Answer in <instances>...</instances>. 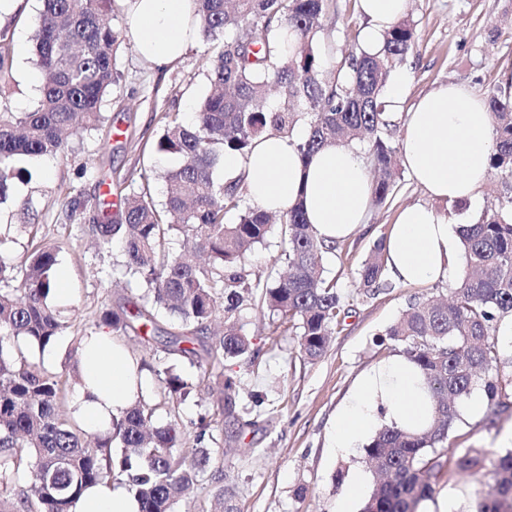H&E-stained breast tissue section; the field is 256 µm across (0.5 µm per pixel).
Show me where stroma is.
Here are the masks:
<instances>
[{
  "label": "stroma",
  "instance_id": "obj_1",
  "mask_svg": "<svg viewBox=\"0 0 512 512\" xmlns=\"http://www.w3.org/2000/svg\"><path fill=\"white\" fill-rule=\"evenodd\" d=\"M334 3L316 41L329 68L336 50L360 41L367 24L358 0ZM41 8L42 0H30L26 9L0 15V28H9L12 35L10 102L17 112L32 109L39 98L25 82L20 64L33 56L31 33ZM113 13L125 40L117 56L122 79L105 109L104 130L72 136L59 155L22 160L31 181H16L11 198L0 203L1 262L20 263L30 248L33 228L43 241L61 247L54 277L57 287L69 291L68 302L59 308L67 329L47 355L22 341L6 347L12 356L58 372L72 367L71 353L78 341L100 329L104 309L138 294L136 284L124 275L120 244L108 251L96 247L89 225L70 223L62 205L64 195L92 199L101 194L105 182L129 190L140 185L144 170L178 167L179 155L155 150L161 115L177 112L184 121H191L197 102L209 91L207 59L221 49L217 42H193L160 71L137 54L130 36L131 20L120 0H115ZM407 13L415 24L416 45L404 65L409 79L402 106L393 116L397 127H404L408 112L422 96L448 83L465 85L481 98L496 87L512 90V0H409ZM115 128L122 129V137L106 139V131ZM400 177L395 200L371 207L366 224L346 239L341 254L323 256L327 276L336 278L344 297L345 313L319 359L303 361L292 335L271 345L265 309L256 304L245 311L254 353L224 365L225 374L238 383L237 407L248 410V425L233 451H226L222 442L234 425L218 407V384L188 359L165 350L169 321L160 320L147 344L134 332L118 337V344L133 359L152 365L145 374L143 403L153 411V424L178 422L183 431L180 447L185 451L197 445L199 421L209 422V431L218 440L210 468L175 505V512H211L221 494L230 498L234 512H336L337 502L356 474L372 480L363 448L347 453L333 448L336 412L361 375L403 354V346L386 340L385 333L409 303L447 294L450 283L401 284L365 297L358 293L356 272L373 243L387 237L402 208L426 205L443 212L452 223H474L506 191L501 177L490 175L478 203H465L458 211L432 198L408 171H401ZM28 197L34 201V210L26 214L21 203ZM169 366L194 383L195 390L186 399H165L157 372ZM511 430L512 409L493 417L466 416L457 422L448 437L449 447L483 449L486 465L477 473L449 471L425 502L424 512H439L443 501L448 512H475L492 482V463L503 452L500 437Z\"/></svg>",
  "mask_w": 512,
  "mask_h": 512
}]
</instances>
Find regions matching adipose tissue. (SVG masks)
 I'll list each match as a JSON object with an SVG mask.
<instances>
[{
  "instance_id": "1",
  "label": "adipose tissue",
  "mask_w": 512,
  "mask_h": 512,
  "mask_svg": "<svg viewBox=\"0 0 512 512\" xmlns=\"http://www.w3.org/2000/svg\"><path fill=\"white\" fill-rule=\"evenodd\" d=\"M132 20L138 53L156 66L178 59L197 34L196 0H122ZM408 0H360L368 25L365 51L376 52L385 32L406 12ZM493 124L484 100L451 83L424 95L405 124L402 161L435 198L478 202L489 170ZM225 177L245 175L255 207L283 215L303 202L319 238L331 243L365 224L372 182L364 159L345 144L326 147L301 162L288 138L269 134L245 156L228 153ZM460 237L447 217L410 205L398 214L385 241L387 270L399 283L423 285L448 279L458 264ZM82 381L74 401L77 422L106 429L113 416L146 389L136 361L106 332L84 337ZM432 407L423 378L407 360L395 357L363 375L336 415L333 446L343 453L358 447L380 423L425 428ZM73 512H139L124 488L101 484L89 489Z\"/></svg>"
}]
</instances>
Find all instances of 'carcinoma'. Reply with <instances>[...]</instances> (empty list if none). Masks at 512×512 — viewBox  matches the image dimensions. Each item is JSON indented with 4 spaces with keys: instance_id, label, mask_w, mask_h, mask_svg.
I'll return each instance as SVG.
<instances>
[{
    "instance_id": "cac0c4a2",
    "label": "carcinoma",
    "mask_w": 512,
    "mask_h": 512,
    "mask_svg": "<svg viewBox=\"0 0 512 512\" xmlns=\"http://www.w3.org/2000/svg\"><path fill=\"white\" fill-rule=\"evenodd\" d=\"M112 2L44 0L32 62L46 81L28 112L13 111L6 96L10 35L0 29V203L22 177L18 161L60 154L66 134L97 130L105 122L106 97L121 78V32L113 24ZM196 2L199 36L206 44L221 42L222 50L211 63L210 89L193 121L185 123L177 112L162 117L156 149L182 158L164 174L165 206L158 207L151 195V171L142 174V188L125 194L116 211L103 199L69 194L63 206L69 216L91 225L99 247L121 242L125 274L141 288L135 311L106 309L102 324L117 336L148 335L158 330L160 318H169L174 332L168 353L222 379L224 414L230 416L237 383L224 375V361L252 352L242 312L260 299L275 330L298 337L304 359L321 357L336 333L344 299L336 280L324 275L319 257L341 250V243L319 239L300 202L279 225L271 224L269 213L244 204L245 176L218 182L215 170L224 152L244 155L265 134L292 137L304 115L307 133L296 143L301 160L328 145L363 144L377 173L373 204L393 200L399 187L396 125L382 90L412 50L415 27L401 19L385 33L378 52L351 49L327 72L313 42L332 0ZM487 111L493 117L490 172L512 179V93L490 90ZM509 191L481 220L461 226L465 273L448 289V300L409 304L387 331L424 376L432 420L421 431L395 424L376 431L365 459L379 480L362 512H420L444 470L483 468L478 449L457 453L447 441L474 387H482L494 413L509 407L512 398V372H505L498 340L500 322L512 319V186ZM230 211L239 212L235 224L225 223ZM275 230L277 260L287 274L268 284L251 277L247 262ZM175 231L188 244L181 252L167 247ZM57 257V246L38 241L20 268L0 262V481L24 464L35 501L22 508L70 512L84 489L116 470L126 476L140 512H174L184 492L208 470L211 449L181 451L178 425L153 426L152 413L139 401L112 418L108 431H86L63 410L64 373L4 355V343L19 337L44 352L67 328L48 303ZM385 275L380 238L357 272L363 295L393 287ZM16 279L18 287H1ZM221 317L224 335L211 343L202 340L199 334ZM162 383L171 398H184L193 389L171 369L164 371ZM114 446L121 448L117 459L111 455ZM493 478L480 512H512V450L498 458Z\"/></svg>"
}]
</instances>
